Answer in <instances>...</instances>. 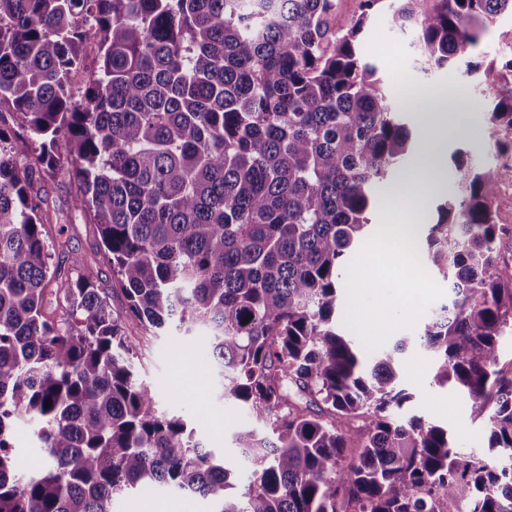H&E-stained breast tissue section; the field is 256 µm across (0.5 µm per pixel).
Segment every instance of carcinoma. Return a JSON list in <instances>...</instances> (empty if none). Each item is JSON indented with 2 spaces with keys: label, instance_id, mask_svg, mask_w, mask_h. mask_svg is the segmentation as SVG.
Segmentation results:
<instances>
[{
  "label": "carcinoma",
  "instance_id": "obj_1",
  "mask_svg": "<svg viewBox=\"0 0 512 512\" xmlns=\"http://www.w3.org/2000/svg\"><path fill=\"white\" fill-rule=\"evenodd\" d=\"M337 0H0V512H112L144 485L199 494L215 512H512V281L499 254L498 185L512 167L451 155L461 195L437 207L423 258L453 297L374 358L341 331L339 270L415 154L406 122L358 41L385 12L429 67L467 63L485 89L494 152H512V58L474 62L512 0H360L340 34ZM101 33L83 91L86 28ZM65 142L66 156L58 152ZM27 155L24 166L18 157ZM98 225L125 299L113 314L87 280L45 313L55 276L40 213L61 165ZM249 322H244L246 317ZM206 333L241 425L235 488L224 457L158 409L126 322ZM435 351L436 383L466 391L486 454L396 410L401 354ZM50 406H45V400ZM38 431L26 472L13 428Z\"/></svg>",
  "mask_w": 512,
  "mask_h": 512
}]
</instances>
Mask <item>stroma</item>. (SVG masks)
I'll return each instance as SVG.
<instances>
[{"instance_id": "obj_1", "label": "stroma", "mask_w": 512, "mask_h": 512, "mask_svg": "<svg viewBox=\"0 0 512 512\" xmlns=\"http://www.w3.org/2000/svg\"><path fill=\"white\" fill-rule=\"evenodd\" d=\"M409 42V37L390 32L381 15L359 41L361 58L376 66L390 96L398 99L432 88H457L465 82L464 63L423 70ZM471 96L480 102L482 109L467 113L463 133L450 139L448 147L463 149L476 161L490 163L494 153L485 132L484 111L492 107L494 96L478 87L473 88ZM443 182L444 190L431 195L419 214L392 212L383 205L375 209L370 215L369 229L343 272L345 311L340 325L369 351L392 349L400 337L423 325L451 298L448 279L423 264L417 272L390 279V261L386 258L371 266L367 288L358 293L353 286L356 265L376 248L379 225L435 222L437 205L459 193L458 184L451 176H444ZM44 187L50 208L48 229L56 270L51 283L53 291L46 300L47 312L56 319L65 317L66 311L58 307L54 291L87 272L92 274L113 310L122 311L125 299L101 250L96 226L89 216L73 206L75 180L61 170L46 176ZM401 361V383L413 395L412 402L403 408L404 414L417 415L446 427L464 450L478 452L485 448L487 432L480 421L472 418L466 395L434 383L433 353L410 345L402 353ZM133 364L139 379L155 391L159 410L182 416L197 441L232 456L231 430L249 422L250 417L223 397L222 379L202 339L173 328L159 330L157 336L142 341ZM147 501L153 502L158 512H212L206 499L160 488H144L121 497L114 504V512H142Z\"/></svg>"}]
</instances>
